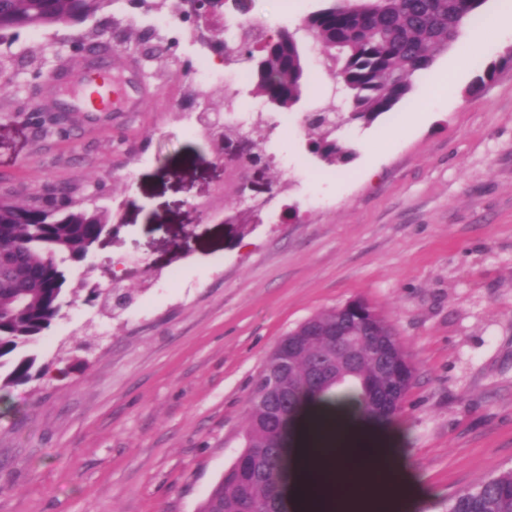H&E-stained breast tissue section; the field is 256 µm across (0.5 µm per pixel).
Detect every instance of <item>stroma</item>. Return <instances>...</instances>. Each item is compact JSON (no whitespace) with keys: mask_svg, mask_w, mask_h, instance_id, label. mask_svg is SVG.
Returning a JSON list of instances; mask_svg holds the SVG:
<instances>
[{"mask_svg":"<svg viewBox=\"0 0 512 512\" xmlns=\"http://www.w3.org/2000/svg\"><path fill=\"white\" fill-rule=\"evenodd\" d=\"M325 5L252 0L249 16L292 29ZM143 32L162 57L145 54ZM509 48L512 35L495 31L480 49L440 52L392 112L346 131L348 162L311 154L299 123L274 134L293 186L239 240L192 208L225 178L195 116L201 96L223 100L249 66L200 76L203 48L179 0H110L75 27L6 33L0 196L29 204L65 183L120 226L70 264L80 299L35 346L43 362L70 348L68 375L0 397V512H197L243 449L248 395L276 344L355 300L415 365L391 424L410 512H448L450 497L512 469V69L468 94ZM302 51L297 120L329 92L317 51ZM96 60L123 95L83 112L73 90ZM64 108L60 134L30 119ZM121 259L138 267L125 282L132 302L109 318L93 291Z\"/></svg>","mask_w":512,"mask_h":512,"instance_id":"obj_1","label":"stroma"}]
</instances>
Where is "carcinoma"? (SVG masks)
I'll return each instance as SVG.
<instances>
[{"mask_svg": "<svg viewBox=\"0 0 512 512\" xmlns=\"http://www.w3.org/2000/svg\"><path fill=\"white\" fill-rule=\"evenodd\" d=\"M486 0H330L290 32L279 29L254 57L252 81L265 103L288 110L301 98L304 66L301 41L311 40L322 58L334 93L321 105L343 100L348 109L327 117L305 114L314 138L309 151L328 164L344 163L352 154L340 132L374 123L409 95L413 77L426 71L435 56L456 43L459 28L478 14ZM107 0H0V33L21 28L73 25L96 14ZM275 125L257 115L249 134L256 136L254 155L275 167L274 156L260 148ZM111 216L101 207L88 209L74 201L63 185L50 186L34 205L0 198V392L40 379L50 364L28 352L69 303L71 291L65 263L81 258L106 233ZM336 326L342 336H360L367 345L393 329L367 305L355 302L315 315ZM301 354L288 385L292 400L274 424L256 405L267 386V374L255 380L248 398L244 450L268 472L262 483L245 484L229 467L199 506V512H243L247 500L265 512H284V490L290 468L289 448L295 423L305 403H350L365 417L390 422L401 411L413 376L392 385L374 379L370 363L359 376L329 387L313 385L307 358ZM448 512H512V470L504 471L448 501Z\"/></svg>", "mask_w": 512, "mask_h": 512, "instance_id": "carcinoma-1", "label": "carcinoma"}]
</instances>
